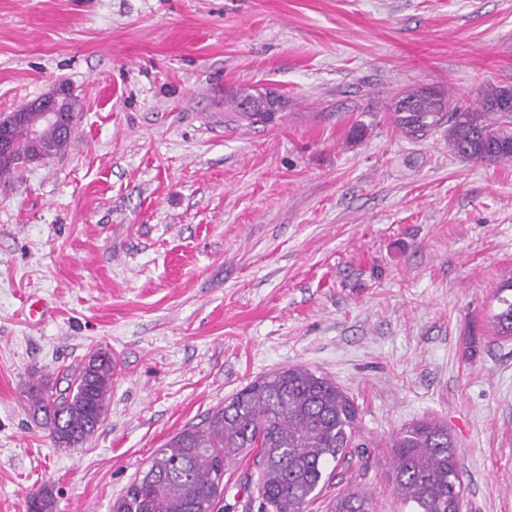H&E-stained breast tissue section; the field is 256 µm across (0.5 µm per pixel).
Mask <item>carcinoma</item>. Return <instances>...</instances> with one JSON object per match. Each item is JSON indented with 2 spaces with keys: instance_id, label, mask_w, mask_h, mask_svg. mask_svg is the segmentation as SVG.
Returning <instances> with one entry per match:
<instances>
[{
  "instance_id": "1",
  "label": "carcinoma",
  "mask_w": 512,
  "mask_h": 512,
  "mask_svg": "<svg viewBox=\"0 0 512 512\" xmlns=\"http://www.w3.org/2000/svg\"><path fill=\"white\" fill-rule=\"evenodd\" d=\"M283 108L270 91H243L235 101L238 115L268 123ZM450 112L448 143L461 158L476 162H512V130L497 120L512 114V89L493 87L479 103L463 108L425 88L397 97L395 127L416 137L438 125ZM38 125L37 136L31 126ZM19 154L0 159V180L34 160L59 154L68 138L60 126L39 121L35 112L8 131ZM509 274L498 296L492 325L495 334L512 336ZM117 362L99 349L68 369L60 390L49 379L33 383L28 401L37 425L58 448H73L102 422L112 392ZM358 436V407L328 377L301 365L268 372L250 382L214 412L203 427L190 426L159 449L111 512H215L224 467L244 453L257 451V484L276 512H306L321 493L326 467L341 463L363 444ZM393 488L412 512H460L463 488L457 444L448 428L432 421L405 425L390 436ZM52 491L43 486L26 501V512H55ZM331 512H373L372 498L357 490L336 496Z\"/></svg>"
}]
</instances>
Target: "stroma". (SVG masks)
<instances>
[{"label": "stroma", "instance_id": "stroma-1", "mask_svg": "<svg viewBox=\"0 0 512 512\" xmlns=\"http://www.w3.org/2000/svg\"><path fill=\"white\" fill-rule=\"evenodd\" d=\"M76 90L60 154L0 183V512L112 502L183 428L303 365L359 406L347 489L408 512L388 435L447 425L462 512H512V163L462 160L448 127L405 137L422 86L473 105L512 87V0H0V113ZM285 104L271 123L240 91ZM99 348L120 369L98 429L54 447L29 385ZM257 457L219 512H264ZM246 100L248 106L240 111V104ZM282 98L271 91H243L235 101V109L239 116L249 119L254 123H268L275 119L283 108ZM499 308L498 312L494 314L492 325L495 334L501 337L512 336V295L510 298L507 296H498ZM55 509V498L52 491L46 486L32 492L27 498V512H55Z\"/></svg>", "mask_w": 512, "mask_h": 512}]
</instances>
